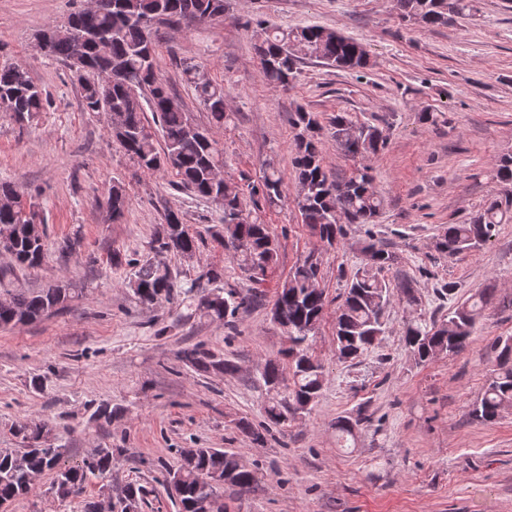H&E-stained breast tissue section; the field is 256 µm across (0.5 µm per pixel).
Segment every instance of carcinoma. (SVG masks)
Wrapping results in <instances>:
<instances>
[{
    "label": "carcinoma",
    "instance_id": "carcinoma-1",
    "mask_svg": "<svg viewBox=\"0 0 512 512\" xmlns=\"http://www.w3.org/2000/svg\"><path fill=\"white\" fill-rule=\"evenodd\" d=\"M399 16L421 28L448 26L454 18L473 17L480 9L479 0H394ZM226 0H98L97 10L89 15L75 12L65 27L49 26L39 34L46 45L45 57L70 65L81 62L85 76L79 79L87 110L118 114L119 129H108L115 140L146 171L172 169L180 184L195 196L210 200L224 193L221 228L207 229L211 238L224 246L237 265L256 282L266 279L279 260V240L271 225L249 218L247 201L263 199L269 204L280 200L283 177L274 166H267L262 179L243 189L229 180L217 182L214 174L224 168V151L218 142L201 135L207 128L192 121L189 113L172 100L167 84L155 70L156 45L152 25L160 20L190 24L189 18L206 23L224 16ZM109 38L107 50L100 49L97 38ZM260 72L267 84L287 87L300 74L305 59L355 71L370 64V54L363 44L315 24L265 33L256 47ZM198 98L208 111L209 124L217 129L230 120L224 87L210 80L194 82ZM146 94L140 100V94ZM148 105L158 131L145 123L143 105ZM51 105L28 75L12 66L0 67V107L24 124L33 115ZM330 134L345 156L356 158L377 154L385 147L383 131L361 123L351 112H336L328 118ZM294 175L298 189L297 206L302 223L318 234L327 246L334 247L346 235L348 224H372L384 206V198L366 166L355 165L349 175L336 179L325 169L319 148L323 129L319 115L304 108L294 112ZM163 147H157L156 135ZM496 179L503 195L464 224L444 228L436 248L443 254L458 255L478 250L496 235L500 224L512 222V155L501 156ZM112 220H119L126 207V192L121 182L112 183L107 198ZM10 241L4 248L12 253L16 266L31 270L41 267L56 253L66 256L73 243L48 241L43 222L34 204H18L0 209V233ZM202 235L190 232L183 215L163 207L153 250L169 252L185 259L196 256ZM364 251L373 258L370 268L357 270L346 285L343 300L336 310V346L341 360H355L372 348L384 334L383 314L392 291L383 272L394 257L376 242H368ZM115 266L134 268L130 287L138 303L153 306L162 300L185 295L196 300L194 312L213 321L232 326L239 311L261 302L252 290L245 292L224 285V271L210 268L190 282L179 283L171 271L150 258H113ZM318 261L304 258L278 285L273 307L281 314L279 325L288 331V346L279 357L257 366L258 380L266 388L264 413L266 426H255L246 418L237 428L253 443H264L269 425L281 426L293 409L304 406L311 411L324 385V365L315 355L313 341L326 307V294L319 284ZM493 292L483 289L478 297L467 300L447 317L429 324L418 321L407 325L403 340L415 360L424 364L438 351L453 354L467 344L484 300ZM75 289L56 283L37 291L18 288L0 299V327L33 323L43 316L64 310ZM498 372L489 380L481 398L470 414L475 420L493 422L512 406V337L501 340ZM183 361L200 373L232 375L238 366L230 359L199 345L180 351ZM121 412L110 403L97 406L91 420L108 425ZM14 432L23 447L0 452V503L31 493L28 477L52 475V489L61 501L84 493L89 476L112 471L124 453L122 448H94L79 461L70 459L68 449L51 443L46 424L32 420L19 422ZM165 483L178 481L173 499L179 512H224V485L241 491L250 490L255 474L238 467L235 453L222 448H185L174 466H164ZM219 476L224 484H214ZM122 504L121 512H137L146 495L142 486L128 483L114 489Z\"/></svg>",
    "mask_w": 512,
    "mask_h": 512
}]
</instances>
